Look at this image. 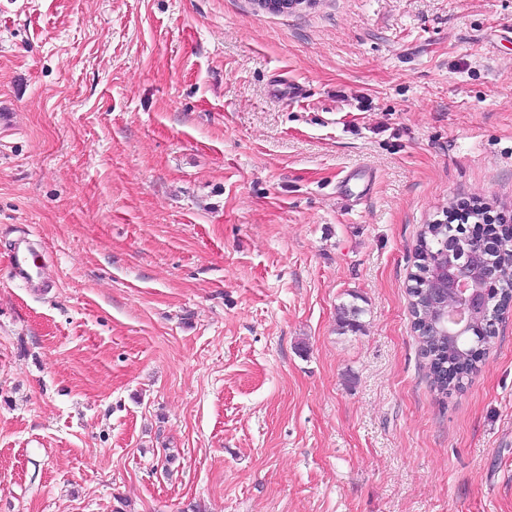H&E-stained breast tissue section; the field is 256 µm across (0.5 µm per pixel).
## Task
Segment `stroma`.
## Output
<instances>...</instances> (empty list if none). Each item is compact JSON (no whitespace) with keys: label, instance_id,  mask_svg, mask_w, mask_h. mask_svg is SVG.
Segmentation results:
<instances>
[{"label":"stroma","instance_id":"obj_1","mask_svg":"<svg viewBox=\"0 0 512 512\" xmlns=\"http://www.w3.org/2000/svg\"><path fill=\"white\" fill-rule=\"evenodd\" d=\"M0 102V512H512V311L444 396L407 293L512 215V0H0ZM11 257L14 278L31 288L47 287L36 247L28 242H21L14 246Z\"/></svg>","mask_w":512,"mask_h":512}]
</instances>
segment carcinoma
<instances>
[{"mask_svg": "<svg viewBox=\"0 0 512 512\" xmlns=\"http://www.w3.org/2000/svg\"><path fill=\"white\" fill-rule=\"evenodd\" d=\"M465 234L461 224H428L420 234L416 255L421 261H426L439 247V240L451 236ZM493 261L504 267L512 266V229H502L499 242L494 251H482L476 244H470L467 254V266ZM415 286L411 288V312L417 323L413 324L417 332L421 349L428 359L429 372L436 389L446 394L450 390L461 387V380L456 376L461 368L471 372L476 368L477 360L471 358L467 338L454 339L442 334L433 320L431 312L423 304L422 280L414 279ZM360 310L354 306L342 307L338 311L340 326L347 330L358 327L356 317Z\"/></svg>", "mask_w": 512, "mask_h": 512, "instance_id": "cac0c4a2", "label": "carcinoma"}]
</instances>
